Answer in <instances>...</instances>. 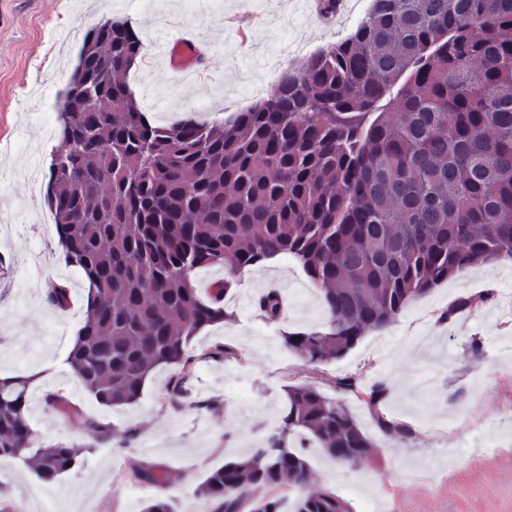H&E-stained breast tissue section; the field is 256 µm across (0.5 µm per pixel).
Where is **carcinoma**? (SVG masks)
Instances as JSON below:
<instances>
[{
	"label": "carcinoma",
	"instance_id": "1",
	"mask_svg": "<svg viewBox=\"0 0 512 512\" xmlns=\"http://www.w3.org/2000/svg\"><path fill=\"white\" fill-rule=\"evenodd\" d=\"M512 0H370L346 39L286 67L276 91L222 124L187 116L150 121L126 83L141 55L128 20L102 19L86 34L83 68L59 121L46 202L65 263L86 288L84 319L67 358L77 383L105 408L134 403L153 373L168 370L180 406L199 358L194 338L229 317L225 297L244 270L282 255L319 288L324 322L283 333L312 366L345 356L417 298L465 267L512 262ZM224 278L199 295L194 274ZM64 285L47 303L69 305ZM268 321L277 292L257 300ZM35 375H0V458H35L49 484L88 448L43 444L27 422ZM257 448L205 481L206 512H350L311 490L313 472L292 445L313 440L336 464L371 457L377 444L340 399L307 383ZM388 389L364 393L385 436L413 431L384 417ZM68 417L63 391L42 396ZM84 428L128 447L132 429L94 417ZM157 487V470L129 473Z\"/></svg>",
	"mask_w": 512,
	"mask_h": 512
}]
</instances>
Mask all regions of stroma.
Segmentation results:
<instances>
[{
  "label": "stroma",
  "instance_id": "1",
  "mask_svg": "<svg viewBox=\"0 0 512 512\" xmlns=\"http://www.w3.org/2000/svg\"><path fill=\"white\" fill-rule=\"evenodd\" d=\"M343 20L324 18L315 0H0V373L29 372V425L47 444L85 446L82 461L52 484H41L29 463L0 458V512H141L159 494L173 512H201L198 488L226 457L258 444L278 418L284 388L310 383L337 397L338 379L359 388L386 381V417L415 432L412 442L382 437L362 398L345 401L378 446L372 460L341 467L314 443L297 446L313 471L312 486L346 500L351 512H512V262L458 272L410 304L388 328L368 333L345 357L317 367L288 351L282 335L319 327L318 288L283 256L243 273L224 305L223 325L201 331L195 348L226 346L220 360H202L186 382L181 406L167 398L170 372L147 381L130 406H100L74 380L66 362L83 320V274L55 248L53 218L40 186L58 144L59 94L78 63L86 31L102 18L129 19L143 46L183 27L210 44L216 65L180 79L157 56L142 55L128 86L142 109L162 102L152 120L170 124L193 113L219 122L275 90L296 55H310L346 38L369 0H352ZM70 290V304L47 305L49 285ZM285 288L281 320H266L257 298ZM461 297L475 305L449 322L441 317ZM480 355H472V345ZM63 389L75 413L45 409L44 392ZM136 429L130 447L89 435L82 417ZM165 471L159 489L129 479L131 468Z\"/></svg>",
  "mask_w": 512,
  "mask_h": 512
}]
</instances>
